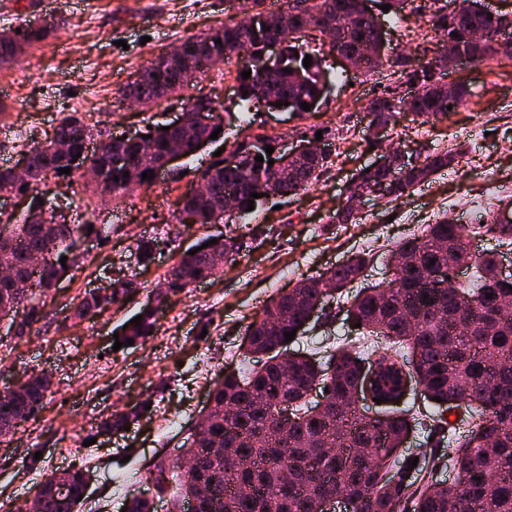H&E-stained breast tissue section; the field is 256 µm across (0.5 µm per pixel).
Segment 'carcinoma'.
I'll return each mask as SVG.
<instances>
[{
	"label": "carcinoma",
	"mask_w": 512,
	"mask_h": 512,
	"mask_svg": "<svg viewBox=\"0 0 512 512\" xmlns=\"http://www.w3.org/2000/svg\"><path fill=\"white\" fill-rule=\"evenodd\" d=\"M468 13L450 21L448 14L435 12L428 25L443 43L466 44L473 27H492L481 0H469ZM293 25L281 27L268 20L264 0H251L240 17L219 22L205 35L183 42L180 56L160 55L135 74L122 91V97L143 107L181 92L202 73L209 59L239 55V45L254 46L268 40L283 45V56L271 74L251 71L239 79L238 95L246 104L258 92L318 109L325 84L317 57L309 67L303 60L307 51L303 29L313 14H320L326 29L333 34L332 48L352 55L364 73L383 65L381 32L367 13L364 0H288ZM50 26L28 24L21 33H0V68L19 58L16 45L32 46L43 41ZM221 43H215V40ZM471 61L481 63L501 53L489 39L483 46L469 48ZM443 55L416 68L409 57L396 60L403 83L386 86L370 102V125L382 130L407 111L427 123L450 114L463 101L464 87L453 97L439 90L444 81ZM208 105L215 111L213 123L195 132L165 131L156 126L143 132L149 136L150 150L122 141L112 142L109 152L91 159L82 156L91 127L77 112L64 115L53 135L63 148L51 152L47 144L32 146L28 158V179L19 180L13 168L0 167V190L25 191L31 195L28 212L20 224L0 220V267L13 277H0V312L9 311L7 332L22 340L36 333L42 318L41 296L65 272L63 265H76L79 256L70 250V240L88 233L86 224H66L56 220L52 206L44 207L41 187L49 176H61L59 169L79 171L85 162L106 170L104 182L96 190L114 198L135 182L149 183L143 173L156 174L161 160L177 143L184 156L195 155L198 139L210 138L224 120L219 107L202 99L187 101L184 109ZM263 156L258 162L255 157ZM231 162L221 160L204 168L200 178L209 183V195L198 198L187 194L179 202L175 219L183 226L211 224L217 210L224 207V194L237 190L239 211L245 213L251 194L261 193L254 205L274 197L294 196L319 180L327 156L312 155L291 159L287 154L268 155L252 146H238L230 152ZM274 164H268V160ZM383 166L360 169L351 185L354 195L378 194L396 201L412 194L415 188L437 172L451 166L456 153L451 150L428 152L424 160L413 161L393 150L383 154ZM128 176H123V173ZM119 180H114V177ZM195 216L194 223L182 220L184 212ZM487 237L495 250L474 253L470 239ZM246 247L244 237L234 230L216 243L193 255L182 253L167 277L157 301L165 300L194 283L217 274V255L231 260ZM512 251V224H502L494 215L479 216L472 224H459L445 218L425 224L390 250L389 281L370 282L354 295L346 288L365 281L373 254L362 252L325 272L299 279L295 285L272 296L262 312L248 325L242 348L245 354L261 359L258 367L242 373H227L209 390L204 415L207 429L199 435L189 428L182 455L194 459L192 468L176 462L181 470L180 494L171 512H327L328 498L346 499L347 512H512V310L501 307L512 300V279L498 275L499 254ZM66 263H60L61 257ZM472 269L466 281L448 286V259ZM435 264H429L430 260ZM30 283L22 288L19 282ZM140 284L132 279H117L112 296L99 298L91 293L76 306L75 316H94L118 297L135 292ZM492 298H487V294ZM318 307L324 319L338 315L354 324L344 345L327 350L324 360L300 353L283 370L281 358L290 351L285 333L303 334L301 324L310 310ZM140 323L125 321L121 343L132 339L139 344L154 330V313L138 311ZM361 327H355V324ZM383 338L387 349L381 353L365 347L369 338ZM374 365L399 366L418 383L433 413L425 415L409 406H385L380 419H370L350 402V393L363 373ZM328 389L324 403L309 401L317 386ZM52 386L45 374L29 377L17 389L0 392V425L16 426L27 420L43 403ZM441 401H435V398ZM145 411L134 407L102 419L96 434L110 435L124 429ZM461 415L458 424L445 413ZM433 422L441 434V453L429 456L427 464L408 469L401 456L404 437L412 429ZM440 467L454 472L450 481H432ZM92 475L87 468L71 473L69 490L54 491L53 476H47L36 489L40 512H77L78 497L86 494ZM126 512H156L154 498L126 500Z\"/></svg>",
	"instance_id": "obj_1"
}]
</instances>
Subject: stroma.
<instances>
[{
  "mask_svg": "<svg viewBox=\"0 0 512 512\" xmlns=\"http://www.w3.org/2000/svg\"><path fill=\"white\" fill-rule=\"evenodd\" d=\"M433 9L434 0H409L402 14L379 13L387 63L375 72H345L324 37L310 42V51L323 55L327 82L321 104L310 113L266 110L241 122V59L200 75L187 93L220 102L223 138L158 172L134 195L102 196L77 175L49 178L45 190L66 223L107 224L112 232L102 243L85 236L78 265L45 297L38 335L0 338V389L38 373L53 382L42 406L0 437V504L22 506L48 474L88 466L94 479L81 512H117L127 494L150 488L148 475L160 458L169 466L170 487H177L174 463L182 439L163 416H178L179 428L196 423L213 383L243 367L242 336L267 300L358 251L374 255L370 281L388 280L387 251L413 228L445 215L466 224L488 200L512 195V59L496 55L458 67L454 78L466 95L451 118L423 124L401 114L379 140L380 147L393 145L410 157L425 149L456 151L452 166L407 198L367 197L359 204L357 223L329 221L344 202L351 175L379 155L366 132V107L398 81L396 58L411 54L423 65L439 49L438 41L421 39ZM233 14L225 0H0V31L28 21L56 24L46 40L24 53L29 73L19 78L14 68L0 69V96L7 98L0 103V166L16 165L31 145L50 138L67 112L92 118L95 144L172 121L181 110L174 98L144 110L129 106L120 89L159 54ZM18 118L30 128L23 144L13 140ZM305 137L320 138L330 149L319 181L296 196L268 199L240 227L248 242L245 255L225 262L214 279L169 296L144 345L115 348L114 332L151 301L181 252L227 232L220 223L187 231L175 219L180 198L198 180V168L210 163L214 152L256 139H270L277 150L287 151ZM146 238L161 243L148 260L137 250ZM130 276L138 281V292L93 318H75L86 293ZM146 399L150 411L129 430L97 435L103 418Z\"/></svg>",
  "mask_w": 512,
  "mask_h": 512,
  "instance_id": "35a3bbf8",
  "label": "stroma"
}]
</instances>
